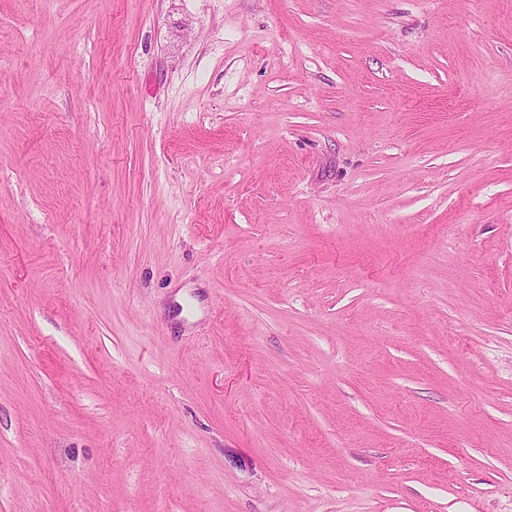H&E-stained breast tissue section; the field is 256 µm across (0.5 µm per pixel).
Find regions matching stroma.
I'll return each mask as SVG.
<instances>
[{"label":"stroma","mask_w":512,"mask_h":512,"mask_svg":"<svg viewBox=\"0 0 512 512\" xmlns=\"http://www.w3.org/2000/svg\"><path fill=\"white\" fill-rule=\"evenodd\" d=\"M0 512H512V0H0Z\"/></svg>","instance_id":"stroma-1"}]
</instances>
